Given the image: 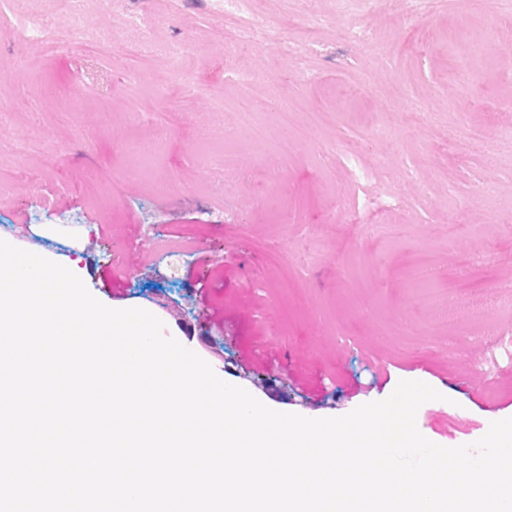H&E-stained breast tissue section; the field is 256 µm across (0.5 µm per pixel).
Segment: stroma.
<instances>
[{
    "label": "stroma",
    "instance_id": "stroma-1",
    "mask_svg": "<svg viewBox=\"0 0 512 512\" xmlns=\"http://www.w3.org/2000/svg\"><path fill=\"white\" fill-rule=\"evenodd\" d=\"M80 9L83 35L55 0H0L1 240L108 307L150 311L270 409L342 416L410 380L442 395L416 415L438 445L512 418L501 0H254L270 33L254 47L218 0ZM312 15L314 37L286 23ZM351 26L370 42L345 39ZM153 39L184 50L156 58ZM244 95L264 144L241 127Z\"/></svg>",
    "mask_w": 512,
    "mask_h": 512
}]
</instances>
